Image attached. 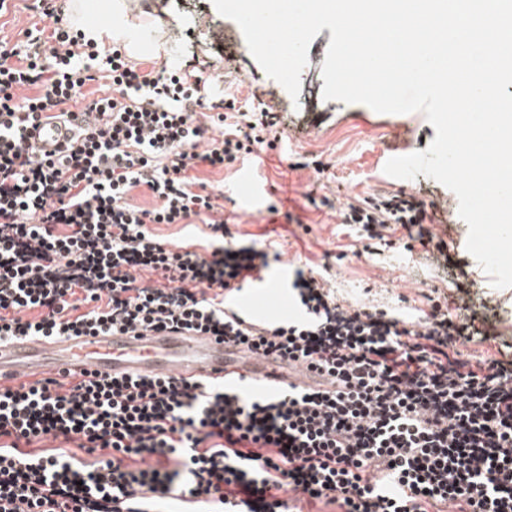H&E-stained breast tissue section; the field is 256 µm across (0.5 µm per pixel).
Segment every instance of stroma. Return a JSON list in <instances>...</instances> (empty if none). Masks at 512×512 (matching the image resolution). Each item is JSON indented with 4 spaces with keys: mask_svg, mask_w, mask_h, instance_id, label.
Returning a JSON list of instances; mask_svg holds the SVG:
<instances>
[{
    "mask_svg": "<svg viewBox=\"0 0 512 512\" xmlns=\"http://www.w3.org/2000/svg\"><path fill=\"white\" fill-rule=\"evenodd\" d=\"M152 25L163 32L160 52L136 56L142 70L196 65L212 99L234 98L251 105L262 100L281 113L275 149L256 147L232 167L195 171L208 190L223 193L232 244L267 254L259 280L229 298L231 307L248 306L270 320L299 313L292 283L297 271L326 280L340 300L389 307L412 322L429 310L425 293L455 299L452 280L425 248L396 230L390 245L369 244L361 225L342 223L337 211L315 208L312 198L329 196L346 204L379 190L413 194L426 189L437 204L432 231L453 262L471 272L472 301L494 320L499 338L460 340L462 358L488 361L512 344V287L498 289L466 249L468 226L456 195L439 182L417 175L383 182L377 166L380 133L403 122L400 114L379 113L363 104L324 100L321 76L330 29H322L308 48L298 98H291L252 57L243 33L221 16L213 0H142Z\"/></svg>",
    "mask_w": 512,
    "mask_h": 512,
    "instance_id": "1",
    "label": "stroma"
}]
</instances>
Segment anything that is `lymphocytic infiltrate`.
Instances as JSON below:
<instances>
[{
    "instance_id": "1",
    "label": "lymphocytic infiltrate",
    "mask_w": 512,
    "mask_h": 512,
    "mask_svg": "<svg viewBox=\"0 0 512 512\" xmlns=\"http://www.w3.org/2000/svg\"><path fill=\"white\" fill-rule=\"evenodd\" d=\"M35 10L50 29L0 40V342L186 331L309 380L249 397L86 370L0 386V512H163L169 499L185 512H281L290 492L341 512H512V352L475 369L456 349L497 338L494 322L467 303L449 315L433 297L409 323L301 272L302 318L239 317L226 299L261 273L257 252L214 243L201 254L151 227L199 217L222 232L224 206L194 170L275 148L279 115L207 102L191 70L143 71L120 45L100 55L55 0ZM100 77L111 95L85 97ZM53 113L75 134L34 155L24 131ZM139 188L155 207L131 204ZM436 208L378 193L341 217L372 240L399 227L427 245ZM50 438L63 446L28 452Z\"/></svg>"
}]
</instances>
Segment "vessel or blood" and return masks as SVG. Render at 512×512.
Masks as SVG:
<instances>
[{
	"label": "vessel or blood",
	"mask_w": 512,
	"mask_h": 512,
	"mask_svg": "<svg viewBox=\"0 0 512 512\" xmlns=\"http://www.w3.org/2000/svg\"><path fill=\"white\" fill-rule=\"evenodd\" d=\"M67 136V129L52 121L28 129L29 144L45 153ZM83 370L107 378L175 376L227 384L243 378L285 384L300 379L296 370L279 366L274 356L251 357L214 337L189 333L135 331L53 341L20 338L0 345V385Z\"/></svg>",
	"instance_id": "vessel-or-blood-1"
}]
</instances>
